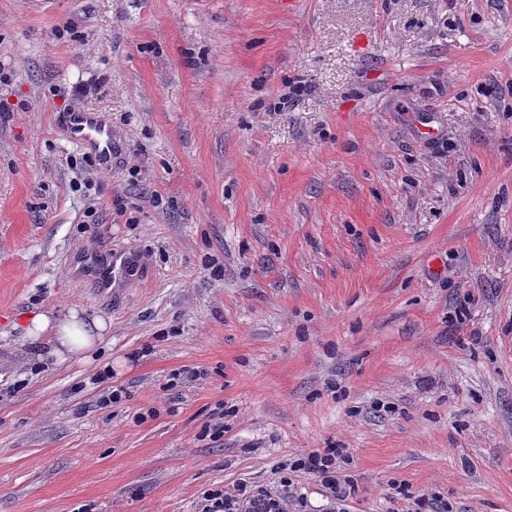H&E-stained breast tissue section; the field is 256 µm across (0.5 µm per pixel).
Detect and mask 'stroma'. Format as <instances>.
I'll return each mask as SVG.
<instances>
[{"label":"stroma","instance_id":"stroma-1","mask_svg":"<svg viewBox=\"0 0 512 512\" xmlns=\"http://www.w3.org/2000/svg\"><path fill=\"white\" fill-rule=\"evenodd\" d=\"M77 108L125 143L97 194ZM56 306L102 358L23 359ZM329 447L359 492L295 473L305 512H512V0H0V512H196ZM125 254L115 253L110 258L96 256L93 262L96 264L92 270V277L88 282L91 293L94 296H106L119 291L122 284L135 275L134 264L130 257Z\"/></svg>","mask_w":512,"mask_h":512}]
</instances>
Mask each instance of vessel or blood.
Masks as SVG:
<instances>
[{
	"instance_id": "b4317fda",
	"label": "vessel or blood",
	"mask_w": 512,
	"mask_h": 512,
	"mask_svg": "<svg viewBox=\"0 0 512 512\" xmlns=\"http://www.w3.org/2000/svg\"><path fill=\"white\" fill-rule=\"evenodd\" d=\"M69 139L77 148L92 153L98 159L101 171L112 169V159L120 149L112 135V122L105 113L94 110H75L64 116ZM95 266L89 282L93 295L116 293L119 287L134 275L131 258L114 254L95 257Z\"/></svg>"
}]
</instances>
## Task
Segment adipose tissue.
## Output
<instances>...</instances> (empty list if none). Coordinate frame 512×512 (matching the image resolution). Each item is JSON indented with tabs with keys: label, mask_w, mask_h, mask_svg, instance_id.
I'll return each instance as SVG.
<instances>
[{
	"label": "adipose tissue",
	"mask_w": 512,
	"mask_h": 512,
	"mask_svg": "<svg viewBox=\"0 0 512 512\" xmlns=\"http://www.w3.org/2000/svg\"><path fill=\"white\" fill-rule=\"evenodd\" d=\"M30 358L62 363L71 357L90 359L106 341L104 319L87 315L75 307H58L26 314L23 321Z\"/></svg>",
	"instance_id": "obj_1"
}]
</instances>
